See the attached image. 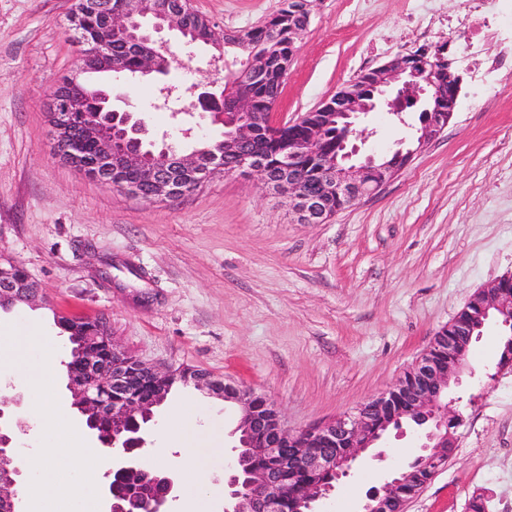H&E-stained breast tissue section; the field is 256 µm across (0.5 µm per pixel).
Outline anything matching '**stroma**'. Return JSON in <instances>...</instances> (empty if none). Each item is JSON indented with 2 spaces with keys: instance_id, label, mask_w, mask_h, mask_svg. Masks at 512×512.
<instances>
[{
  "instance_id": "stroma-1",
  "label": "stroma",
  "mask_w": 512,
  "mask_h": 512,
  "mask_svg": "<svg viewBox=\"0 0 512 512\" xmlns=\"http://www.w3.org/2000/svg\"><path fill=\"white\" fill-rule=\"evenodd\" d=\"M73 0H0V254L36 284L32 305L0 310V337L38 318L53 341L30 359L69 354L55 315L105 317L115 340L165 370L192 367L265 394L288 428L351 412L387 391L433 336L487 281L512 272V88L477 85L450 21L465 0H434L446 17L429 39L416 34L420 0H314L310 23L272 110L276 124L312 111L362 71L423 42L448 47L463 77L444 133L378 192L322 224H300L257 177L216 173L193 193L149 204L102 187L51 155L45 105L79 53ZM279 0H192L216 34L258 25ZM214 46L197 48L180 98L157 105L158 81L117 87L150 134L190 153L215 135L211 115L183 113L191 89L218 77ZM363 153L382 157L409 132L383 112L363 120ZM500 337L487 326L470 351L475 377L448 397L464 422L442 470L404 512H487L512 500V367L497 368ZM36 397L0 363V403H13L25 430L13 444L34 459L63 428L37 419ZM207 422L224 433L208 461L222 512L224 467L240 407L213 401ZM414 429L368 451L358 476L341 479L325 512H355L385 472L420 452Z\"/></svg>"
}]
</instances>
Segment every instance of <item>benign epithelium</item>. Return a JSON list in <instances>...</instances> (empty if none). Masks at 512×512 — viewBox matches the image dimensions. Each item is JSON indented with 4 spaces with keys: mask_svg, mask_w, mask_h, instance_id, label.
I'll list each match as a JSON object with an SVG mask.
<instances>
[{
    "mask_svg": "<svg viewBox=\"0 0 512 512\" xmlns=\"http://www.w3.org/2000/svg\"><path fill=\"white\" fill-rule=\"evenodd\" d=\"M143 0H90L91 9L103 19L96 41L86 34L79 40L86 45L73 75L61 80L63 90L51 96L47 118L51 128L55 158L83 173L94 182L149 203H162L183 196L185 185L200 187L218 170L225 173L254 174L272 195L288 201L299 224H321L328 220L332 202L345 208L357 205L365 197L389 182L402 166L396 161L373 155H359L357 130L361 117L384 106L400 122L412 112L418 121L412 126V145L405 158L410 163L429 144L437 140L452 119L462 79L450 82L435 73L415 69L413 55L399 54L377 66L369 75L361 74L349 83L343 107L323 113L313 123L303 119L286 125L271 122L269 112L251 111V103L241 98L236 110L224 113V155L202 158L196 152L183 155L164 142L145 141L147 127L134 113L119 109L112 101V90L96 93V118L89 121L90 98L83 88L81 75L112 70V56L104 50L112 37H122L139 52V73L148 76L165 70L170 50L192 57L189 45H175L163 33H182L185 8L173 7L149 11ZM239 70L225 66L224 88L214 91L207 86L197 91L194 108L211 112L215 104L230 92ZM346 120L345 133L336 145V157L310 174L308 188L302 176L320 153L325 129L335 119ZM290 127L288 145L279 151L278 162L269 163L260 142L280 136ZM18 263L0 259V304L17 300L29 302L37 288L18 280ZM466 306L480 313V324L464 336L448 338L445 357H436L433 346L409 368L411 377L401 376L386 392L361 403L353 412L327 422L293 431L288 428L276 406L254 391H241L220 382L205 372L186 375L184 383L224 397L230 391L233 401L242 407L237 427L238 446L235 462L224 475V512H281L287 496L283 474L300 470L311 484L296 501L295 512H318L316 504L334 490L332 481L348 475L359 457L375 447L394 427L400 417L389 412L400 401L403 416L416 422L424 441L411 466L432 463L447 449L452 456L457 438L450 425L460 414L449 410L448 390L460 384L464 375H474L465 356L470 344L479 339L476 331L492 319L498 327L512 326V275L489 280L469 298ZM101 320L84 328L81 351L68 374V387L75 393V405L87 417L86 428L102 444V451L112 456V481L102 490L105 512H170L169 504L179 489L176 471L147 472L143 466L146 426L154 421L155 409L166 400L164 392L143 398L149 384L160 381L165 373L144 363L118 347L113 338L101 331ZM24 422L0 408V512H15L17 478L22 476L19 460L11 447L13 428ZM268 460L263 469L251 465L254 453ZM409 472L401 471L377 488L366 492L360 512H391L393 492L403 485Z\"/></svg>",
    "mask_w": 512,
    "mask_h": 512,
    "instance_id": "7a95c632",
    "label": "benign epithelium"
}]
</instances>
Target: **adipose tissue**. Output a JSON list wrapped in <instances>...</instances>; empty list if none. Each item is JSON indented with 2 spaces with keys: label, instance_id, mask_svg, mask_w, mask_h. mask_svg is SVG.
<instances>
[{
  "label": "adipose tissue",
  "instance_id": "ef3b65f1",
  "mask_svg": "<svg viewBox=\"0 0 512 512\" xmlns=\"http://www.w3.org/2000/svg\"><path fill=\"white\" fill-rule=\"evenodd\" d=\"M43 336L35 323H26L18 336L0 338V359L11 361L16 371L28 382L37 394L38 401L33 408L38 418H50L65 425L72 441L71 447L64 448L56 443H47L40 452L39 460L33 464L32 478L35 483L57 488L58 492L73 497L75 512H101L98 498H89L75 493L72 486L57 483L55 474L63 466L80 468L87 466L101 469L98 455L81 448L82 431L69 421L68 415L59 408L54 395V380L61 366L60 361L45 357L31 363L14 353L17 345H33L42 342ZM200 408L192 402L178 404L173 410V418L164 427L165 444L154 448L152 457L156 461L166 459L170 447L181 450V468L184 472L185 491L179 512H210L212 494L209 489L207 464L211 455L220 451L223 443L218 432L201 429L198 418Z\"/></svg>",
  "mask_w": 512,
  "mask_h": 512
}]
</instances>
